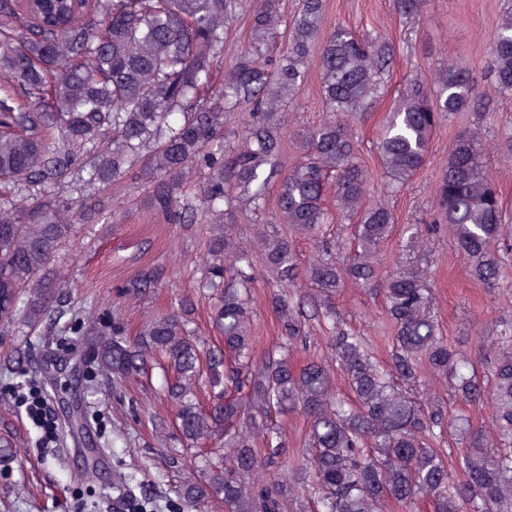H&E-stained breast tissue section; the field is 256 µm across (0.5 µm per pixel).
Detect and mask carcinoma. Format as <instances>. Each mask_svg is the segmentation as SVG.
I'll return each instance as SVG.
<instances>
[{
    "label": "carcinoma",
    "instance_id": "carcinoma-1",
    "mask_svg": "<svg viewBox=\"0 0 512 512\" xmlns=\"http://www.w3.org/2000/svg\"><path fill=\"white\" fill-rule=\"evenodd\" d=\"M424 0H394L414 20ZM53 17L22 0H0V331L50 330L66 317L84 337L98 375L118 389L158 368L181 442H222L202 455V476L182 481L192 508L213 497L227 512H285L287 492L311 490L310 512H391L418 503L430 512H512V322L474 356L443 334L429 272L418 265L427 239L397 227L387 202H370L372 176L357 132L344 121L387 91L399 48L388 34L326 26L325 0H50ZM247 15L245 43L229 69L230 26ZM324 119L296 133L304 159L287 163L286 111L311 68ZM489 91L461 62L414 75L373 142L385 196L423 168L441 123L482 116L512 94V12L489 51ZM478 131L460 130L439 175L433 208L448 225L469 278L486 290L512 286L501 251L512 247L502 193ZM185 239L208 225L199 293L146 319L126 338L112 319L68 306L51 264L73 231L118 222L100 194L128 182ZM262 219L244 240L234 220ZM351 234L334 232L335 219ZM400 231L399 264L377 254ZM321 249L303 263L296 243ZM270 276L267 306L283 347L310 345V321L328 327V357L297 365L260 348L253 318L255 270ZM168 269L145 264L120 285L119 305L162 287ZM299 281L309 285L296 295ZM346 288L382 296L391 329L380 355L346 322ZM215 339L198 336L199 296ZM491 399L488 420L460 412ZM300 415L301 463L289 487L268 475ZM264 448L259 453L258 448Z\"/></svg>",
    "mask_w": 512,
    "mask_h": 512
}]
</instances>
